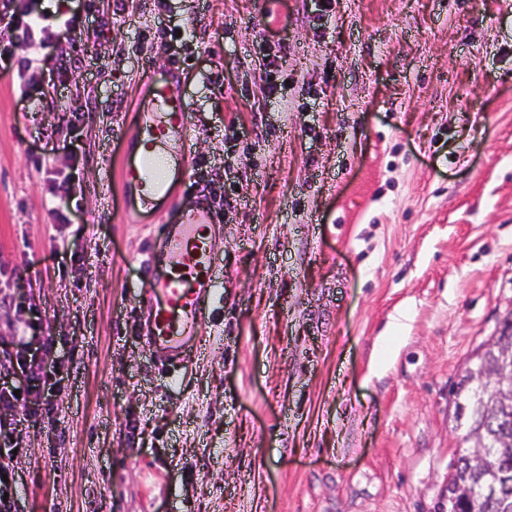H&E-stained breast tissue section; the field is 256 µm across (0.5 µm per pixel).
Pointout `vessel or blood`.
I'll return each mask as SVG.
<instances>
[{
    "mask_svg": "<svg viewBox=\"0 0 512 512\" xmlns=\"http://www.w3.org/2000/svg\"><path fill=\"white\" fill-rule=\"evenodd\" d=\"M181 65L172 62L168 83L150 87L149 96L159 109L147 113L142 122L145 135L179 152L173 174L161 170L157 154L140 149V138L124 146L121 185L128 210H135L146 196L156 197L168 208L159 226L158 244L167 253L165 271H156L153 257L144 261L143 296L147 302L143 341L148 350L167 364L184 362L200 348L205 314L214 297V283L222 270L215 263V242L201 233L213 213L203 202L184 210L173 205V191L192 185L195 164L190 153L194 129L177 87Z\"/></svg>",
    "mask_w": 512,
    "mask_h": 512,
    "instance_id": "1",
    "label": "vessel or blood"
}]
</instances>
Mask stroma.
<instances>
[{"label":"stroma","mask_w":512,"mask_h":512,"mask_svg":"<svg viewBox=\"0 0 512 512\" xmlns=\"http://www.w3.org/2000/svg\"><path fill=\"white\" fill-rule=\"evenodd\" d=\"M175 25L179 199L218 191L224 276L171 371L142 341L152 227L107 170ZM88 30L39 52L35 110L0 75V373L34 321L57 371L13 434L15 512H436L450 391L512 304V0H93Z\"/></svg>","instance_id":"1"}]
</instances>
